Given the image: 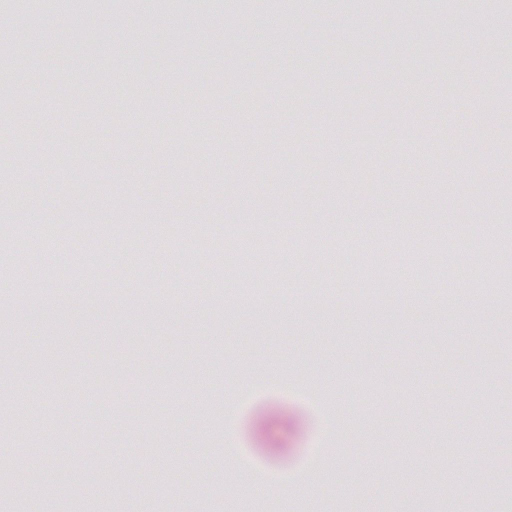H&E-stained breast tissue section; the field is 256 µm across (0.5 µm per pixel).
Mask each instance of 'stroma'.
<instances>
[{"label": "stroma", "mask_w": 512, "mask_h": 512, "mask_svg": "<svg viewBox=\"0 0 512 512\" xmlns=\"http://www.w3.org/2000/svg\"><path fill=\"white\" fill-rule=\"evenodd\" d=\"M0 20V61L28 42L0 83V278L31 294L0 295V402L20 417L0 428L18 459L0 512H484L478 457L512 512V292L474 306L455 276L512 201V0H0ZM198 68L221 92L190 106ZM415 68L438 76L426 109ZM474 69L493 82L468 88ZM76 210L126 230L94 272L110 296L59 305L15 227ZM251 222L278 303L234 280L200 301ZM381 245L455 263L414 295L373 283Z\"/></svg>", "instance_id": "stroma-1"}]
</instances>
